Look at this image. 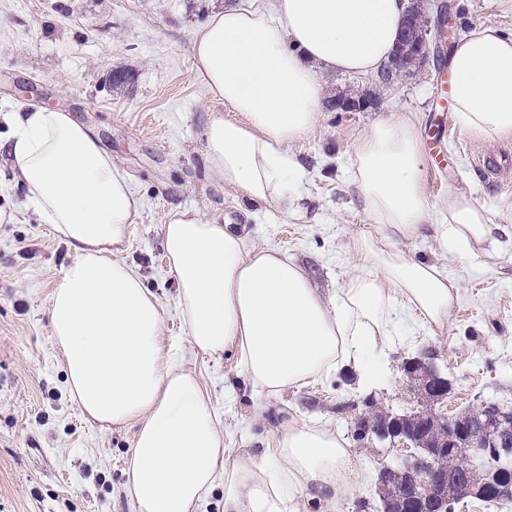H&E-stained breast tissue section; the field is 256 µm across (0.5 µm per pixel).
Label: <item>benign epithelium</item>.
Returning a JSON list of instances; mask_svg holds the SVG:
<instances>
[{
	"instance_id": "obj_1",
	"label": "benign epithelium",
	"mask_w": 512,
	"mask_h": 512,
	"mask_svg": "<svg viewBox=\"0 0 512 512\" xmlns=\"http://www.w3.org/2000/svg\"><path fill=\"white\" fill-rule=\"evenodd\" d=\"M409 24L404 28L399 42L402 54L407 57L406 67L421 68L427 63L431 44L436 39L432 32H448L450 15L445 3L434 5L429 11L425 0H410L407 9ZM375 104L369 93L356 97L338 96L328 102V107L340 112H360ZM404 371L418 381L419 392L426 405L442 401L448 394L449 383L432 361L413 358L404 365ZM407 415L384 412L361 422L357 431L370 438L388 440L411 450L405 458L406 480L404 485L413 488L421 485L431 491L436 504L421 512H447L456 497L486 498L489 491L486 483L473 480L479 470L485 449L495 448L503 457H512V412L504 411L490 403L484 404V416L478 422H466L456 415L442 414L436 425L442 428L443 438L439 450L427 448L431 433L421 428L415 432L407 429ZM427 449V454L415 452ZM454 459L460 472L448 473L446 461Z\"/></svg>"
}]
</instances>
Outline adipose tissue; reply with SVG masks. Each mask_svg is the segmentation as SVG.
I'll return each mask as SVG.
<instances>
[{
	"mask_svg": "<svg viewBox=\"0 0 512 512\" xmlns=\"http://www.w3.org/2000/svg\"><path fill=\"white\" fill-rule=\"evenodd\" d=\"M404 0H273L213 13L193 38L194 68L216 108L203 136L209 168L251 202L288 203L304 168L289 146L318 124L323 75L378 73L399 36ZM454 118L487 140L512 134V35L478 26L452 50ZM237 112L234 120L225 111ZM26 204L70 247L74 260L49 303L81 411L135 426L126 493L134 512H197L224 487V512H342L361 475L343 434L294 422L274 447L229 455L194 375L161 344L160 305L114 254L139 207L128 176L68 110L16 109L6 141ZM423 141L410 115L376 120L354 143L347 172L377 228L355 244V272L325 298L295 260L248 246L236 228L195 210L163 227L191 345L231 356L252 396H272L340 370L377 383L408 324L446 328L458 280L401 244L434 225L452 254L492 241L485 205L448 194L433 221L420 177Z\"/></svg>",
	"mask_w": 512,
	"mask_h": 512,
	"instance_id": "obj_1",
	"label": "adipose tissue"
}]
</instances>
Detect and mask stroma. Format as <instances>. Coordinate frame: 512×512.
Masks as SVG:
<instances>
[{
  "mask_svg": "<svg viewBox=\"0 0 512 512\" xmlns=\"http://www.w3.org/2000/svg\"><path fill=\"white\" fill-rule=\"evenodd\" d=\"M253 0H0V140L4 112L36 104L64 107L97 135L129 175L141 206L118 260L134 267L157 297L161 342L175 364L193 373L208 398L231 454L273 447L288 423L315 422L344 433L359 470L370 472L350 512H380L374 473L399 449L354 439L366 402L403 414L417 397L402 371L429 352L452 389L447 408L492 402L512 408V236L443 254L433 229L406 249L460 281L447 327L437 334L412 325L389 354L381 384L363 389L352 375H333L255 399L238 387L234 357L194 349L177 308L162 228L177 209H194L236 226L249 245L287 252L322 295L335 293L353 271L354 244L373 226L346 182L350 148L377 118L406 112L424 146L442 141L444 165L422 159L421 179L436 210L449 190L490 207L512 210V134L488 141L461 131L451 112L448 57L434 55L421 72L391 84L375 76H336L329 95L371 92L364 112L323 109L314 131L290 146L305 167L291 206L253 203L207 167L203 129L212 102L192 56L195 30L211 12ZM459 35L483 23L512 32V0H446ZM116 71L127 73L122 86ZM9 200L15 221L0 224V512H133L124 484L135 427L86 417L72 398L65 358L49 322L52 289L73 252L51 225L25 205L21 188Z\"/></svg>",
  "mask_w": 512,
  "mask_h": 512,
  "instance_id": "1",
  "label": "stroma"
}]
</instances>
